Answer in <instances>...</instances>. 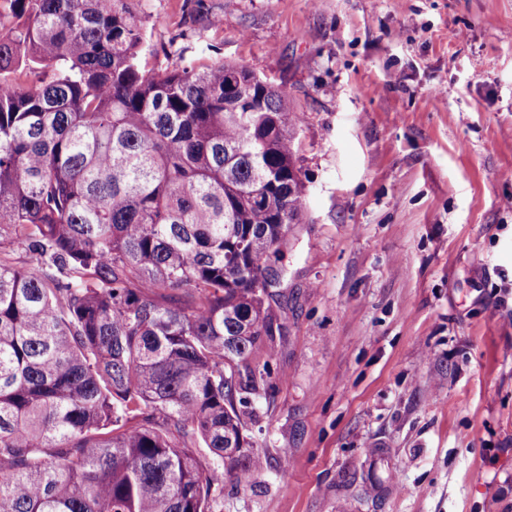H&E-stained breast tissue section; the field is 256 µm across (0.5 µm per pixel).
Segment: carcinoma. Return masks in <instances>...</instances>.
I'll list each match as a JSON object with an SVG mask.
<instances>
[{
	"label": "carcinoma",
	"instance_id": "1",
	"mask_svg": "<svg viewBox=\"0 0 512 512\" xmlns=\"http://www.w3.org/2000/svg\"><path fill=\"white\" fill-rule=\"evenodd\" d=\"M132 0H0V512H213L282 332L301 117L245 66H142Z\"/></svg>",
	"mask_w": 512,
	"mask_h": 512
}]
</instances>
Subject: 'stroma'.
Instances as JSON below:
<instances>
[{
    "mask_svg": "<svg viewBox=\"0 0 512 512\" xmlns=\"http://www.w3.org/2000/svg\"><path fill=\"white\" fill-rule=\"evenodd\" d=\"M284 90L306 185L217 512H512V0H134Z\"/></svg>",
    "mask_w": 512,
    "mask_h": 512,
    "instance_id": "obj_1",
    "label": "stroma"
}]
</instances>
